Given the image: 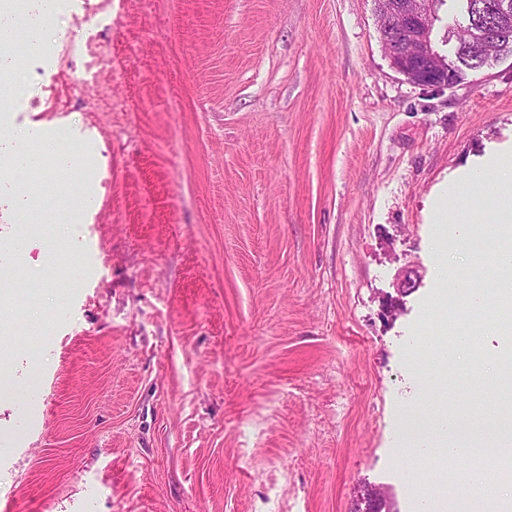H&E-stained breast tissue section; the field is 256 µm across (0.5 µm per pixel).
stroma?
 Masks as SVG:
<instances>
[{"mask_svg": "<svg viewBox=\"0 0 512 512\" xmlns=\"http://www.w3.org/2000/svg\"><path fill=\"white\" fill-rule=\"evenodd\" d=\"M377 0H63L65 40L12 48L0 156V512H391L432 496L400 440L501 395L467 362L427 391L457 308L493 288L495 246L441 244L459 189L472 236L512 162V57L430 91L391 65ZM109 49L91 67L82 48ZM68 238L37 291L46 242ZM472 277H448L454 264ZM410 278L413 286L398 284ZM495 307L485 372L512 349ZM39 365H32L31 354ZM40 144L43 145V150L41 153L38 154H31L28 156H25L23 158L19 156H15L10 158L8 168L5 173H10L16 171H30L37 169L39 167L40 161H43V159L48 156L54 148L59 143V138L54 136H42L39 137Z\"/></svg>", "mask_w": 512, "mask_h": 512, "instance_id": "1", "label": "stroma"}]
</instances>
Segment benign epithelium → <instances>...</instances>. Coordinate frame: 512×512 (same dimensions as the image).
<instances>
[{
    "label": "benign epithelium",
    "mask_w": 512,
    "mask_h": 512,
    "mask_svg": "<svg viewBox=\"0 0 512 512\" xmlns=\"http://www.w3.org/2000/svg\"><path fill=\"white\" fill-rule=\"evenodd\" d=\"M379 14L391 23L380 40L392 66L409 82L433 89L452 88L455 79L446 76L448 63L434 48V0H377Z\"/></svg>",
    "instance_id": "1"
}]
</instances>
